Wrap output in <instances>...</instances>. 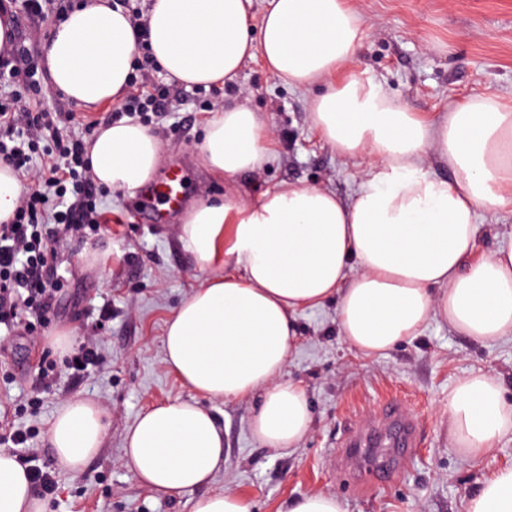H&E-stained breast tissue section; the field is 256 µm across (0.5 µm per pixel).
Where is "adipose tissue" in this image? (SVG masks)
Masks as SVG:
<instances>
[{
  "label": "adipose tissue",
  "mask_w": 512,
  "mask_h": 512,
  "mask_svg": "<svg viewBox=\"0 0 512 512\" xmlns=\"http://www.w3.org/2000/svg\"><path fill=\"white\" fill-rule=\"evenodd\" d=\"M147 28L160 67L187 86L229 83L251 60L308 92L311 128L338 156L366 158L349 200L318 186L266 191L251 205L226 195L194 207L179 240L203 273L168 319V365L193 401L147 409L128 429L124 466L150 490L208 485L223 470L224 432L200 398L258 396L250 421L264 447L296 448L308 434L304 388L284 380L300 311L336 303L338 333L374 356L420 335L432 317L482 341L512 335V249L476 250L478 214L512 208V105L475 95L427 117L409 110L355 60L366 34L357 0H152ZM137 36L121 7L92 0L44 48L49 76L91 108L129 85ZM261 113L235 101L208 119L201 155L225 183L274 160ZM91 172L109 189L142 185L162 147L138 123L104 122L89 144ZM451 178L435 176L431 160ZM498 373L460 379L448 394V432L469 458L512 435V405ZM106 433L100 408L74 399L58 411L49 443L58 464L81 472ZM27 472L0 452V512H44ZM466 512H512V467L482 480Z\"/></svg>",
  "instance_id": "obj_1"
}]
</instances>
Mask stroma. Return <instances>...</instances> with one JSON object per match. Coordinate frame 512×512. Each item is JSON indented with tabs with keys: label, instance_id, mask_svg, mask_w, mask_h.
I'll return each mask as SVG.
<instances>
[{
	"label": "stroma",
	"instance_id": "obj_1",
	"mask_svg": "<svg viewBox=\"0 0 512 512\" xmlns=\"http://www.w3.org/2000/svg\"><path fill=\"white\" fill-rule=\"evenodd\" d=\"M367 30L355 62L364 77L382 82L411 111L433 115L472 94H492L512 104V0H359ZM171 110L149 130L162 145L161 168L181 163L187 205L224 194V181L200 156L211 113L208 91L163 77ZM306 92L269 76L260 63L245 65L224 102L244 101L267 116L275 130L276 162L259 175L244 174L234 194L258 202L281 184L318 185L349 198L365 165L344 159L322 142L307 121ZM138 191H105L102 214L109 222L81 240L55 246L63 285L55 312L38 341L16 336L0 342V363L16 370L0 378V406L16 426L31 431L39 461L55 463L50 425L67 401L96 402L108 427L99 452L78 475L57 472L48 512H193L197 492L161 496L143 486L122 463L124 436L152 405L193 399L169 367L164 353L165 322L204 279L193 269L178 240L182 213L162 224L142 216ZM99 324L98 362L85 371L61 362L53 344L62 331L82 336ZM55 361L50 388L28 366L31 352ZM478 371L505 378L512 403V338L477 341L433 317L422 335L385 354L363 356L338 333L336 304L303 311L298 337L284 376L301 384L312 422L298 448L263 447L250 430L256 398L204 400L220 421L228 451L224 469L208 492L233 490L250 512H285L291 498L332 492L346 512H465L469 491L483 479L512 467V436L472 459L458 454L448 434V394L456 382ZM398 402L415 421L420 442L405 459L398 479L365 490L357 470L341 454L346 436Z\"/></svg>",
	"mask_w": 512,
	"mask_h": 512
}]
</instances>
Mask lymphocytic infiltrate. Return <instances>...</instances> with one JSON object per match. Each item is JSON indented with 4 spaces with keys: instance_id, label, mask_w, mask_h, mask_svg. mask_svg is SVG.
<instances>
[{
    "instance_id": "obj_1",
    "label": "lymphocytic infiltrate",
    "mask_w": 512,
    "mask_h": 512,
    "mask_svg": "<svg viewBox=\"0 0 512 512\" xmlns=\"http://www.w3.org/2000/svg\"><path fill=\"white\" fill-rule=\"evenodd\" d=\"M137 70L140 82L113 110L114 120L162 115L169 108L167 91H154L150 69L154 63L147 35H140ZM19 37L0 47V160L15 171L32 169L39 161V177L46 191H26L12 219L0 224V326L7 331L36 332L37 319L53 311L61 286L54 274V246L63 237H85L100 226L99 188L87 162L84 137L64 135L74 123L71 112H33L24 106L36 82L17 88L21 74L33 76L43 68Z\"/></svg>"
}]
</instances>
